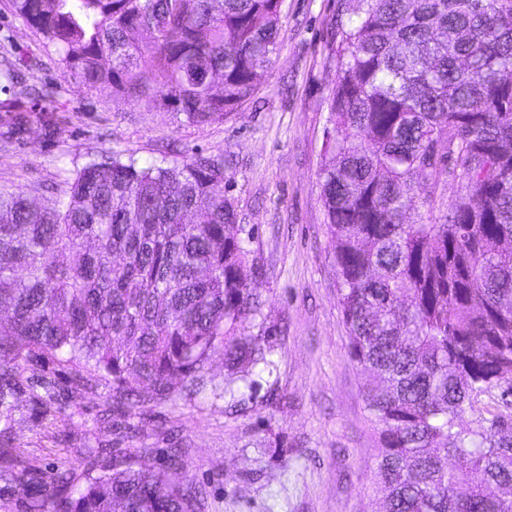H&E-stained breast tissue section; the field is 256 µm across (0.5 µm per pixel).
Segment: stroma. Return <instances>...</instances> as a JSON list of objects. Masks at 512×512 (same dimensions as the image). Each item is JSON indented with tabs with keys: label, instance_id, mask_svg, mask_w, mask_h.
Masks as SVG:
<instances>
[{
	"label": "stroma",
	"instance_id": "obj_1",
	"mask_svg": "<svg viewBox=\"0 0 512 512\" xmlns=\"http://www.w3.org/2000/svg\"><path fill=\"white\" fill-rule=\"evenodd\" d=\"M353 5L282 0L278 51L265 79L223 120L199 126L108 87L77 88L59 55L0 0V57L42 61L24 83L0 90L27 120L20 132L0 113V189L23 190L40 209L53 206L61 169L105 152L162 165L198 152L223 155L224 192L261 270L254 287L263 305L243 328L277 363L253 397L219 398L208 387L173 403L145 396L129 419L114 409L108 388L68 391L64 371L43 360L66 406L45 415L20 398L15 438L26 478L63 473L78 488L84 451L101 466L126 457L160 471L175 450L183 478L206 492L205 512H380L372 474L380 427L365 407L364 373L349 357L318 181L341 49L328 30ZM44 82L60 90L48 115L29 93ZM496 415L512 424V395L498 388L475 398L461 426L476 430Z\"/></svg>",
	"mask_w": 512,
	"mask_h": 512
}]
</instances>
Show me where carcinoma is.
Listing matches in <instances>:
<instances>
[{
    "label": "carcinoma",
    "mask_w": 512,
    "mask_h": 512,
    "mask_svg": "<svg viewBox=\"0 0 512 512\" xmlns=\"http://www.w3.org/2000/svg\"><path fill=\"white\" fill-rule=\"evenodd\" d=\"M80 88L110 86L191 124L250 99L278 47L281 0H10ZM144 36L136 43L132 34ZM319 171L349 355L381 425L383 512H512L511 426L457 421L472 398L512 391V0H357L341 27ZM461 159V192L431 209ZM224 156L161 166L105 153L35 213L0 192V465L14 480L19 396L47 413L46 355L84 389L102 382L131 417L199 389L224 356V392L252 391L274 361L240 332L262 301L224 195ZM86 484L18 492L29 512H197L198 492L127 463Z\"/></svg>",
    "instance_id": "1"
}]
</instances>
